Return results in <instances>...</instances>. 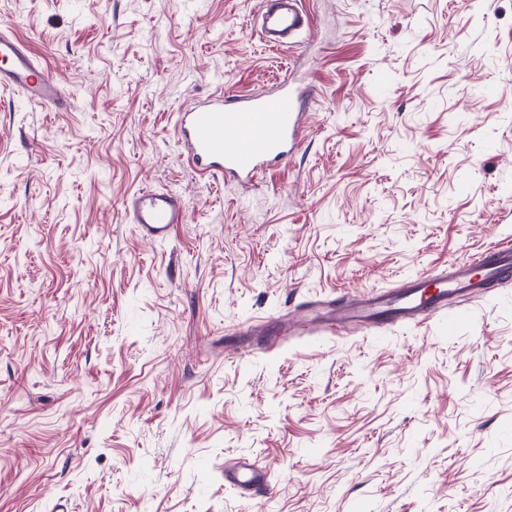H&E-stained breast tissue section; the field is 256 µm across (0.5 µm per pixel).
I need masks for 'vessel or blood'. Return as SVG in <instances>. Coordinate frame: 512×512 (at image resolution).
<instances>
[{
    "instance_id": "b4317fda",
    "label": "vessel or blood",
    "mask_w": 512,
    "mask_h": 512,
    "mask_svg": "<svg viewBox=\"0 0 512 512\" xmlns=\"http://www.w3.org/2000/svg\"><path fill=\"white\" fill-rule=\"evenodd\" d=\"M311 24L303 0H271L261 14V31L270 47H285ZM0 86L23 93L29 100L57 109L67 96L10 25L0 26ZM306 93L283 86L272 94L220 91L178 114L177 133L187 159L202 172L224 175L243 183L256 181L271 160H285L302 141V107ZM124 212L148 240L168 238L184 223L186 211L179 195L145 191L123 202ZM512 273V246L495 245L471 260L450 266L435 280L413 277L397 288L346 295L321 308L324 332L343 335L369 330L381 323L421 324L447 314L449 324L464 316L466 300L487 294L499 279ZM261 350H274L288 332L287 322L260 324ZM224 482L244 495L272 491L268 470L249 457L224 463Z\"/></svg>"
}]
</instances>
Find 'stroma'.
<instances>
[{
	"label": "stroma",
	"mask_w": 512,
	"mask_h": 512,
	"mask_svg": "<svg viewBox=\"0 0 512 512\" xmlns=\"http://www.w3.org/2000/svg\"><path fill=\"white\" fill-rule=\"evenodd\" d=\"M0 0L69 96L0 87V512H512V280L342 337L303 306L512 243V0ZM309 82L253 185L199 175L175 115ZM187 212L142 239L122 201ZM289 317L256 351L249 326ZM253 456L249 499L224 462ZM261 14V31L269 47H288L294 36L312 23L302 0H272ZM259 329L265 337L260 344L261 350H274L278 347V344L283 342L288 334V320L282 321L275 326H271V323H262L253 327ZM224 484L243 495H268L272 485L268 470L250 457H239L224 462Z\"/></svg>",
	"instance_id": "1"
}]
</instances>
